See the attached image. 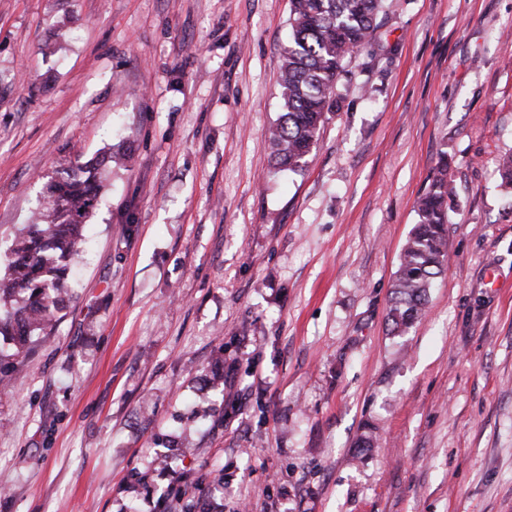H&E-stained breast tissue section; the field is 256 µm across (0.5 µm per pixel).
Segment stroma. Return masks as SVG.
<instances>
[{
	"instance_id": "1",
	"label": "stroma",
	"mask_w": 512,
	"mask_h": 512,
	"mask_svg": "<svg viewBox=\"0 0 512 512\" xmlns=\"http://www.w3.org/2000/svg\"><path fill=\"white\" fill-rule=\"evenodd\" d=\"M381 19L291 174L290 0H0V254L63 166L129 155L0 394V512H512V0ZM442 156L445 271L395 336Z\"/></svg>"
}]
</instances>
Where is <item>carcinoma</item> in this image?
<instances>
[{
	"label": "carcinoma",
	"instance_id": "carcinoma-1",
	"mask_svg": "<svg viewBox=\"0 0 512 512\" xmlns=\"http://www.w3.org/2000/svg\"><path fill=\"white\" fill-rule=\"evenodd\" d=\"M383 7L384 0H291V33L281 48L277 79L281 112L269 132L274 167L303 171L340 98L345 62L375 38ZM122 160L112 153L62 168L46 183L33 222L15 237L0 273V336L12 340L16 351L52 327L55 313L72 298L67 277L82 248L84 224L98 204L100 170ZM453 197L442 160L416 202L417 223L393 285L388 320L397 335L423 317L430 288L444 271Z\"/></svg>",
	"mask_w": 512,
	"mask_h": 512
}]
</instances>
